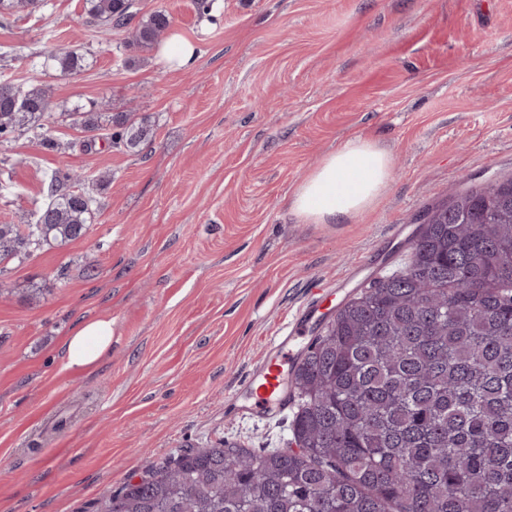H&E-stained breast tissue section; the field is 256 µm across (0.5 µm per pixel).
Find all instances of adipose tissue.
I'll return each instance as SVG.
<instances>
[{
  "label": "adipose tissue",
  "instance_id": "adipose-tissue-1",
  "mask_svg": "<svg viewBox=\"0 0 512 512\" xmlns=\"http://www.w3.org/2000/svg\"><path fill=\"white\" fill-rule=\"evenodd\" d=\"M390 161L375 140L356 136L325 156L294 190L290 211L308 224H340L369 208L389 183ZM112 351V321L82 319L60 345L65 365L86 369Z\"/></svg>",
  "mask_w": 512,
  "mask_h": 512
}]
</instances>
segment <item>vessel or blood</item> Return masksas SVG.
<instances>
[{
  "mask_svg": "<svg viewBox=\"0 0 512 512\" xmlns=\"http://www.w3.org/2000/svg\"><path fill=\"white\" fill-rule=\"evenodd\" d=\"M317 302H309L300 319L287 334L278 337L246 382L244 399L238 408L243 412L271 413L287 409L289 404L288 380L300 361L305 334L317 327Z\"/></svg>",
  "mask_w": 512,
  "mask_h": 512,
  "instance_id": "vessel-or-blood-1",
  "label": "vessel or blood"
}]
</instances>
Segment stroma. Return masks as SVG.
<instances>
[{
  "label": "stroma",
  "instance_id": "stroma-1",
  "mask_svg": "<svg viewBox=\"0 0 512 512\" xmlns=\"http://www.w3.org/2000/svg\"><path fill=\"white\" fill-rule=\"evenodd\" d=\"M138 2L173 22L135 54L87 25L83 0L0 18V81L50 87L59 144L0 145V224L27 220L57 169L96 199L85 237L0 268V512H94L185 448L290 447L292 413L233 399L313 288L331 308L358 296L336 286L354 264L403 266L393 225L512 176V0ZM58 49L95 63L62 76L45 66ZM90 100L148 120L153 141L84 150L58 114ZM360 135L391 154L385 194L345 224L300 222L293 190ZM94 317L112 321L111 354L66 368L62 339Z\"/></svg>",
  "mask_w": 512,
  "mask_h": 512
}]
</instances>
